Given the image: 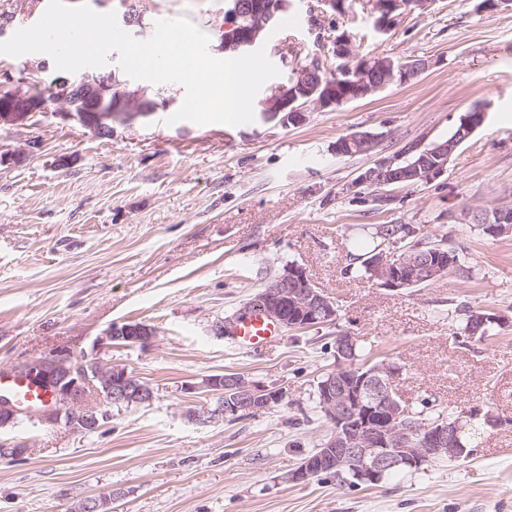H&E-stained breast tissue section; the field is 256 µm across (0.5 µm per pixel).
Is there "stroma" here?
<instances>
[{"mask_svg":"<svg viewBox=\"0 0 512 512\" xmlns=\"http://www.w3.org/2000/svg\"><path fill=\"white\" fill-rule=\"evenodd\" d=\"M294 0L268 33L280 71L260 96L311 60L316 36L353 35L356 56L423 58L430 66L405 85L338 107H314L292 125L255 114L238 126L168 124L185 91L153 85L150 120L109 137L62 121L54 109L25 127L0 125V370L67 349L96 354L148 384L150 403L116 405L102 432L46 427L39 413L0 427V442L22 443L23 459L0 457V512H76L90 497L112 512H512V426L491 427L495 406L512 416V231L493 237L470 217L512 208V0H433L378 31L370 0L325 13L312 33L310 8ZM148 39L161 19L189 18L221 57L227 0H142ZM287 56H280V46ZM38 53L0 55V94L33 92L57 77L32 76ZM487 116L427 183L380 189L357 185L379 161L412 144L448 138L476 105ZM375 137L371 152L339 155V138ZM361 224H408L415 237H447L463 272L420 288L384 287L348 269ZM291 264L305 268L335 303L337 326L284 330L253 351L215 335ZM505 317L495 336L455 344L459 305ZM154 325L150 347L100 339L115 323ZM357 336L369 361L401 366L399 393L426 395L454 410L479 409L466 459H439L379 486L349 491L294 484L288 472L329 432L317 385L336 364L318 335ZM236 372L283 393L271 410L201 423L195 411L216 397L206 378ZM195 392H186V385Z\"/></svg>","mask_w":512,"mask_h":512,"instance_id":"obj_1","label":"stroma"}]
</instances>
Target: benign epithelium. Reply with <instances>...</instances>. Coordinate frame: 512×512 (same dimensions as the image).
<instances>
[{"mask_svg":"<svg viewBox=\"0 0 512 512\" xmlns=\"http://www.w3.org/2000/svg\"><path fill=\"white\" fill-rule=\"evenodd\" d=\"M231 7L224 22L221 49L224 53L242 56L257 49L265 40L277 14L287 11L292 0H230ZM431 0H372L378 13L377 26L389 29L395 14L407 5L427 7ZM249 19L245 26L239 23ZM331 53L350 61L341 77L323 80L317 72L320 56L313 57L308 66L293 68L290 85L277 87L261 102V113L266 118L284 114V121L300 124L312 106L330 107L337 104L336 90L344 87L343 99L360 100L375 94L388 83L404 84L416 78L429 66L421 60L398 66L383 60H367L351 64L352 36L344 31L331 39ZM60 110L57 115L65 121H74L92 134L110 136L115 126L126 125L154 114L157 104H149V89L132 88L116 79L115 73L86 75L80 79L67 78L55 88ZM43 103L27 93L11 92L0 98V125L26 126L43 111ZM371 137L355 133L336 144V153L357 151L368 153L373 149ZM451 151L442 144L422 155L406 169H393L394 161L385 160L365 171L356 184L385 186L404 179L429 182L439 177L448 164ZM474 220L492 225L495 234L512 228V216L504 211L478 212ZM431 278L442 274L432 252L419 257L403 255L399 259L379 256L370 261L374 277L388 288L405 287L400 269ZM248 310H259L265 316L287 329L317 328L336 319L335 304L318 288L307 271L297 265L288 267L277 278L267 282L257 301L246 305ZM157 336V329L143 322H127L109 327L101 342H125L148 347ZM99 363L95 354L76 355L60 350L44 359H27L13 365V374L32 379L54 390L61 402L81 414L89 412L84 405L88 390L94 388L89 374L92 365ZM109 375L112 383L106 389L109 405L145 404L153 399V390L124 367L113 365ZM400 367L385 364L369 371L350 386L337 382L332 374L323 383V413L331 425V434L322 446L301 461L286 477L292 483H308L316 475L330 472L341 481L359 484H377L384 473L399 467L419 468L433 458L461 457L465 449L459 443L456 423L436 422L427 428L426 438L412 440L415 429L406 420L407 410L394 396ZM205 386L224 400L223 415L236 419L244 414L267 410L281 400V392L252 384L237 373L216 374L206 379ZM20 415L11 401L0 395V427Z\"/></svg>","mask_w":512,"mask_h":512,"instance_id":"benign-epithelium-1","label":"benign epithelium"}]
</instances>
